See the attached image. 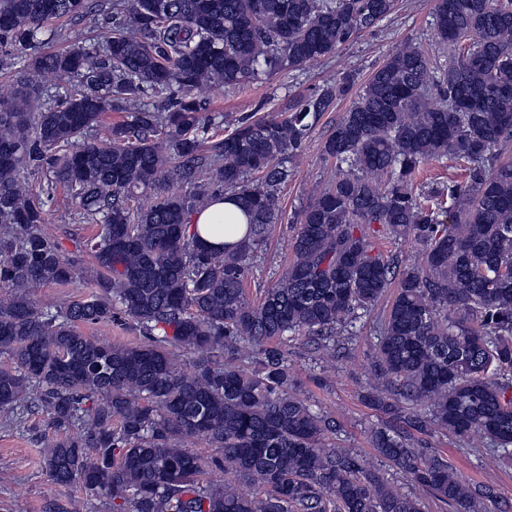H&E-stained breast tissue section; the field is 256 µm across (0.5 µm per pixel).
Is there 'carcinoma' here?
<instances>
[{
    "instance_id": "obj_1",
    "label": "carcinoma",
    "mask_w": 512,
    "mask_h": 512,
    "mask_svg": "<svg viewBox=\"0 0 512 512\" xmlns=\"http://www.w3.org/2000/svg\"><path fill=\"white\" fill-rule=\"evenodd\" d=\"M96 0H0V44L31 79L0 98V412L77 437L50 445L49 480L81 485L112 512H425L291 390L284 336L336 337L396 294L373 345L367 400L398 424L372 448L453 512H493L496 489L458 476L413 435L476 439L512 455V0H435L433 27L453 51L438 65L413 42L390 52L333 127L323 154L336 179L297 216L293 259L257 302L248 273L279 221L288 160L350 75L286 113L242 120L221 140L199 135L194 92L335 53L395 12L397 0H119L125 20L84 47L38 50L55 25ZM76 79L32 111L42 77ZM178 88L158 112L148 91ZM126 112L107 124L103 114ZM467 177L414 192L428 161ZM42 173L97 225L79 242L91 268L46 229V201L21 178ZM246 219L234 244L202 243L192 213L215 193ZM141 194L151 203L137 209ZM410 237L421 263L401 272L370 241L373 225ZM89 275L95 291L46 307L32 290ZM121 319L141 336L109 345L77 332ZM194 354L192 368L178 359ZM195 438L221 451L180 447ZM218 469L224 480L215 482ZM244 483L256 492L238 491Z\"/></svg>"
}]
</instances>
